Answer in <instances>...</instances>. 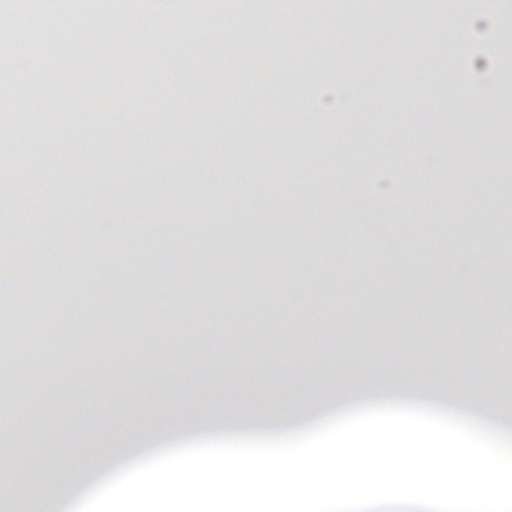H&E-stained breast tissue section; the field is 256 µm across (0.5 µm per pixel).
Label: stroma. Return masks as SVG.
<instances>
[{
  "label": "stroma",
  "mask_w": 512,
  "mask_h": 512,
  "mask_svg": "<svg viewBox=\"0 0 512 512\" xmlns=\"http://www.w3.org/2000/svg\"><path fill=\"white\" fill-rule=\"evenodd\" d=\"M88 0L85 23L62 26L61 0H0V43L35 11L60 23L55 40L11 45L1 65L46 74L26 114L0 101V172L23 198H0V391L15 411L0 428V470L21 478L0 512H20L41 472L71 479L102 445L163 429L174 418L224 416L247 424L261 411L332 395L337 366L365 383L410 365L429 384H466L472 397L512 379V65L484 59L499 21L473 29L460 71L481 72L495 120L484 128L452 116L436 53L448 11L412 22L379 13L354 22L344 0H226L196 17L197 0ZM191 15L192 50L153 58L163 76L185 58L209 65L196 91L172 95L144 78L142 44L157 40L143 17ZM271 23L257 55L241 60L220 29L252 18ZM95 23L111 45L82 61L71 49ZM317 48L313 60L303 48ZM385 71L363 85L355 107H325L354 80L357 62ZM251 151H233L236 139ZM477 142L467 159L454 140ZM436 148L434 173L421 158ZM389 185L395 218L367 214L356 198ZM266 202L257 205L256 191ZM469 201L459 210L452 194ZM288 248L273 258L251 250L265 225ZM465 257L485 277L446 276ZM384 277L387 306L363 294ZM239 289L224 294L226 279ZM194 288L204 305L176 289ZM480 293L493 309L482 330L460 319ZM281 339L272 352L257 346ZM207 347L197 356L186 341ZM463 342L496 362L472 376L448 358ZM69 361H60L59 348ZM58 446L30 464L25 452Z\"/></svg>",
  "instance_id": "obj_1"
}]
</instances>
